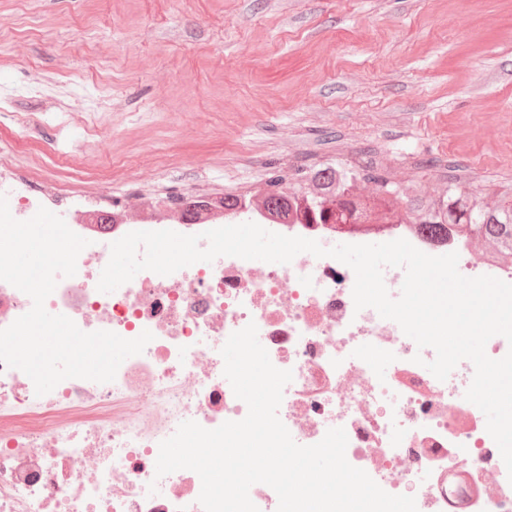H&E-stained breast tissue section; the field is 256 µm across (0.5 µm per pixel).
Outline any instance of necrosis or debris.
<instances>
[{"instance_id": "obj_1", "label": "necrosis or debris", "mask_w": 512, "mask_h": 512, "mask_svg": "<svg viewBox=\"0 0 512 512\" xmlns=\"http://www.w3.org/2000/svg\"><path fill=\"white\" fill-rule=\"evenodd\" d=\"M0 190L15 196V219L39 208L59 213L53 187L35 185L0 163ZM69 228L87 239L77 272L58 277L46 310L85 332L134 339L153 335L108 383L69 378L36 395L23 371L0 363V512H204L201 479L181 469L157 476L160 443L192 420L206 429L246 417L224 376L229 336L256 324L272 364L291 371L278 416L300 445L343 428L348 462L387 493L414 497L417 512H512V478L465 398L474 365L461 360L446 380L426 367L398 323L370 307L356 309L354 272L312 255L265 270L221 256L163 276L145 270L111 293L98 291L113 242L132 232L107 198L83 197ZM334 247L406 239L439 256L458 253V270L512 284V264L474 255L469 240L420 234L404 216L386 223L316 224L289 215L278 227Z\"/></svg>"}]
</instances>
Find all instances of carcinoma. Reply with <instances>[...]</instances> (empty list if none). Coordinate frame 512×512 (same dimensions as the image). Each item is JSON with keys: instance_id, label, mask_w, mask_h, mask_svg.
Segmentation results:
<instances>
[{"instance_id": "cac0c4a2", "label": "carcinoma", "mask_w": 512, "mask_h": 512, "mask_svg": "<svg viewBox=\"0 0 512 512\" xmlns=\"http://www.w3.org/2000/svg\"><path fill=\"white\" fill-rule=\"evenodd\" d=\"M371 179L379 184V190L363 197L359 216L385 220L387 211L400 209L397 192L384 177L373 175ZM357 180L354 170L328 165L310 170L279 191L226 194L224 209L232 211L240 203L254 204L269 215L279 217L293 208H302L318 223L345 224L353 219L346 198L353 194ZM404 215L432 238L447 235L448 226L452 225L470 241L482 243L485 253L501 261L512 260V198L505 196L496 205L488 206L474 193L450 184L445 195L414 197Z\"/></svg>"}]
</instances>
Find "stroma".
Returning <instances> with one entry per match:
<instances>
[{
  "mask_svg": "<svg viewBox=\"0 0 512 512\" xmlns=\"http://www.w3.org/2000/svg\"><path fill=\"white\" fill-rule=\"evenodd\" d=\"M64 198L325 163L512 190V0H0V158Z\"/></svg>",
  "mask_w": 512,
  "mask_h": 512,
  "instance_id": "1",
  "label": "stroma"
}]
</instances>
